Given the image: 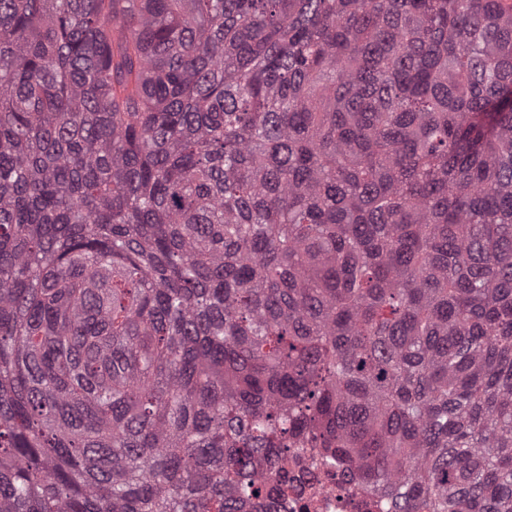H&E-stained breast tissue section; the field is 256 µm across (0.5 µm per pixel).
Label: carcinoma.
<instances>
[{"label": "carcinoma", "mask_w": 512, "mask_h": 512, "mask_svg": "<svg viewBox=\"0 0 512 512\" xmlns=\"http://www.w3.org/2000/svg\"><path fill=\"white\" fill-rule=\"evenodd\" d=\"M502 2L0 0V512H512ZM290 478L284 498L273 500L264 512H381L382 502L351 489L347 473L336 461L312 453L297 452L288 462Z\"/></svg>", "instance_id": "obj_1"}]
</instances>
